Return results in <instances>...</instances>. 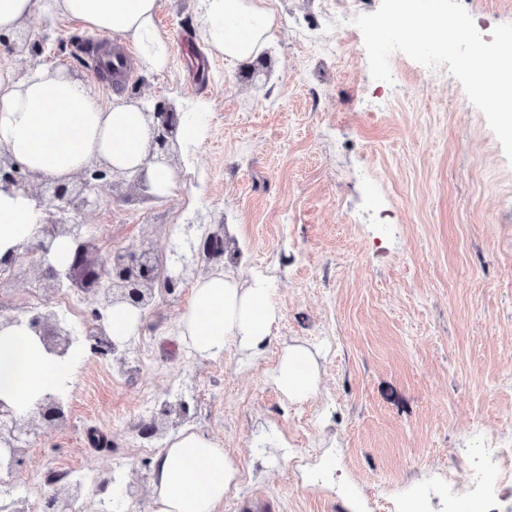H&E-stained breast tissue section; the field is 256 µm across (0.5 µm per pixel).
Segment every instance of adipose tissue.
<instances>
[{
    "label": "adipose tissue",
    "instance_id": "1",
    "mask_svg": "<svg viewBox=\"0 0 512 512\" xmlns=\"http://www.w3.org/2000/svg\"><path fill=\"white\" fill-rule=\"evenodd\" d=\"M38 6L88 32L122 37L147 70L163 71L170 62V42L156 24L158 0H0V34L14 31ZM198 9L200 38L212 53L232 62L261 56L276 26L266 0H199ZM150 141L144 112L126 97L105 105L65 71L37 67L20 76L8 60H0V147L42 179L63 182L103 159L120 171L145 169L154 193L171 195L177 176L167 166L147 162ZM40 217L34 199L0 191V257L31 241ZM277 318L265 278L246 282L223 270L195 282L177 328L194 356L217 359L233 348L261 350L271 342ZM73 376L72 361L49 354L25 325L0 329V401L18 413L32 411ZM274 379L297 403L315 395L321 384L313 354L301 345L284 349ZM240 474L238 461L216 440L185 429L156 458L153 512H221Z\"/></svg>",
    "mask_w": 512,
    "mask_h": 512
}]
</instances>
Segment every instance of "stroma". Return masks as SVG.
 Segmentation results:
<instances>
[{"instance_id": "35a3bbf8", "label": "stroma", "mask_w": 512, "mask_h": 512, "mask_svg": "<svg viewBox=\"0 0 512 512\" xmlns=\"http://www.w3.org/2000/svg\"><path fill=\"white\" fill-rule=\"evenodd\" d=\"M266 3L278 25L259 64L209 51L198 0H159L171 43L161 72L123 38L62 16L20 24L44 51L13 55L16 73L64 68L105 102L208 111L201 144L172 149L170 196L105 185L96 206L66 216L101 252L145 240L163 253L173 225L203 215L224 232L221 268L270 281L279 316L262 351L200 359L178 341L183 287L146 313L125 363L82 346L68 418L24 449L17 491L43 495L50 474H107L122 457V482L152 512L155 452L189 427L242 464L222 512H399L415 491L427 512H468L470 491L449 495V474L512 447V164L500 142L447 66L397 52L392 83L373 80L336 0ZM111 47L127 59L118 83L90 67ZM295 344L322 379L297 404L272 380ZM174 396L187 414L142 409ZM133 416L159 436L130 430Z\"/></svg>"}]
</instances>
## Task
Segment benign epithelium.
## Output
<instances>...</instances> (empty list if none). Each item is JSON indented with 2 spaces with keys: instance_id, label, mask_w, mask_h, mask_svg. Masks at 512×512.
Here are the masks:
<instances>
[{
  "instance_id": "benign-epithelium-1",
  "label": "benign epithelium",
  "mask_w": 512,
  "mask_h": 512,
  "mask_svg": "<svg viewBox=\"0 0 512 512\" xmlns=\"http://www.w3.org/2000/svg\"><path fill=\"white\" fill-rule=\"evenodd\" d=\"M145 114L151 118L153 130L146 162L169 165L179 118L173 107L162 102L155 103ZM125 177L144 197H153L145 172H119L104 161L90 164L76 174L80 184L77 191L70 189L66 182H52L39 191L34 185L36 176L0 148V190L23 191L37 201L45 214L39 234L23 246L21 253L0 258V271L7 273L3 283L10 284L32 272L39 287L50 294L67 288L94 294L98 309L89 337L96 347L114 355L119 353V345L108 332L113 306L125 303L144 314L155 306L157 298L171 295L183 287L202 264L224 255V248L217 247L223 236L195 222L176 225L177 231L172 234L169 250L164 254L140 243L102 255L87 235L85 224L63 217L65 206L72 203L76 195L83 205L88 206L91 203L89 195L95 193L98 186ZM59 237L68 238L72 244L73 261L69 265L55 264L51 260L53 242ZM21 323L26 324L47 351L56 356L67 355L78 342L73 328L59 319L48 302L40 308L27 309L17 316L0 320V329ZM65 419L66 411L52 396L41 399L26 417L18 416L0 401V474L13 479L22 463L20 454L30 439ZM81 492L79 482H69L57 488L44 499V512H75L73 505Z\"/></svg>"
}]
</instances>
